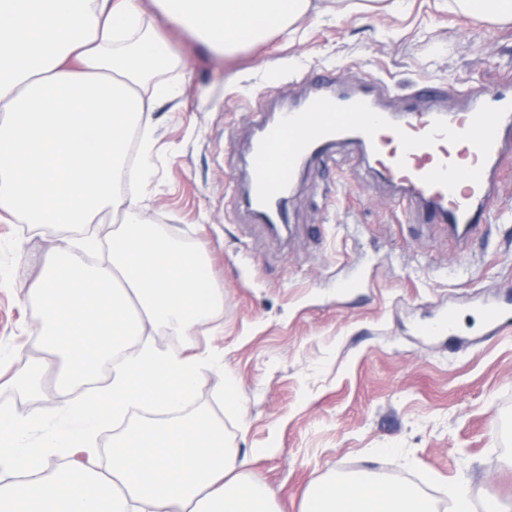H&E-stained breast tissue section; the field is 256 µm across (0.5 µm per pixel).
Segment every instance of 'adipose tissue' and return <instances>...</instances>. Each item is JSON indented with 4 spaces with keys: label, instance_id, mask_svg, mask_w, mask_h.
<instances>
[{
    "label": "adipose tissue",
    "instance_id": "adipose-tissue-1",
    "mask_svg": "<svg viewBox=\"0 0 512 512\" xmlns=\"http://www.w3.org/2000/svg\"><path fill=\"white\" fill-rule=\"evenodd\" d=\"M311 0H0V221L64 224L75 237L52 246L26 294L39 308L35 341L44 359L0 374L33 395L52 377L58 416L0 408V512H280L267 487L249 478L248 458L224 439L203 408L185 406L211 364L197 337L224 307V291L203 287L202 247L187 250L150 233L149 190L126 198L131 129H141L139 180L152 166L150 116L182 94L160 81L177 57L148 10L222 55L282 35ZM111 213L109 259L86 266L98 242L82 226ZM160 326L192 347L173 351L144 339ZM112 378L93 381L104 366ZM114 421L107 467L97 438ZM86 460L73 467L76 452ZM60 462L48 470L49 459ZM306 512H437L432 500L362 471L323 481Z\"/></svg>",
    "mask_w": 512,
    "mask_h": 512
}]
</instances>
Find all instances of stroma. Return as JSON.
I'll return each mask as SVG.
<instances>
[{
    "instance_id": "stroma-1",
    "label": "stroma",
    "mask_w": 512,
    "mask_h": 512,
    "mask_svg": "<svg viewBox=\"0 0 512 512\" xmlns=\"http://www.w3.org/2000/svg\"><path fill=\"white\" fill-rule=\"evenodd\" d=\"M313 0L286 36L219 56L185 32L181 65L161 75L183 86L151 115L156 173L148 211L159 232L202 246L203 277L224 309L200 337L213 358L191 407H204L249 459L281 512H303L310 488L373 473L447 506L465 477L475 512L512 500V323L490 330L481 309L512 302V134L491 177L488 224L467 234L423 219L420 203L382 176L350 140L299 173L287 229L272 233L248 210L243 177L258 97L277 108L305 79L353 87L360 73L391 90L392 112L456 110L512 83V22L456 10L450 0ZM431 83L436 97L413 96ZM68 229L0 222V347L20 371L40 359L35 303L49 245ZM455 318L452 335L427 327ZM235 387L243 414L224 411ZM53 419L51 388L35 396L0 386V405Z\"/></svg>"
}]
</instances>
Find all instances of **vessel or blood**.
Masks as SVG:
<instances>
[{
    "label": "vessel or blood",
    "mask_w": 512,
    "mask_h": 512,
    "mask_svg": "<svg viewBox=\"0 0 512 512\" xmlns=\"http://www.w3.org/2000/svg\"><path fill=\"white\" fill-rule=\"evenodd\" d=\"M329 79H316L298 110L279 118L261 115L259 139L252 147L249 204L268 224L287 221L286 204L296 160L318 154L346 132L376 151H388L391 180L428 201L445 224L478 229L489 220L490 195L484 169L498 156L503 136L512 130V89L503 88L463 111L413 112L402 124L386 126L377 112L388 87L372 81L365 88L337 94ZM464 146L454 157L444 142Z\"/></svg>",
    "instance_id": "vessel-or-blood-1"
}]
</instances>
